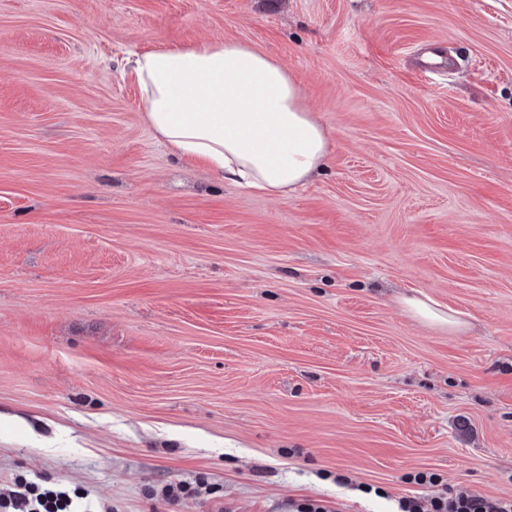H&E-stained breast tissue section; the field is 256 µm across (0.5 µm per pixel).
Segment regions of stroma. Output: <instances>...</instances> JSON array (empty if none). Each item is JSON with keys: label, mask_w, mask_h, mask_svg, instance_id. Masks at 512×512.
I'll return each mask as SVG.
<instances>
[{"label": "stroma", "mask_w": 512, "mask_h": 512, "mask_svg": "<svg viewBox=\"0 0 512 512\" xmlns=\"http://www.w3.org/2000/svg\"><path fill=\"white\" fill-rule=\"evenodd\" d=\"M224 40L328 133L290 197L175 158L123 65ZM20 474L112 512L512 500V0H0V492ZM404 304L407 312L413 318L424 322L451 329L459 328L463 324L459 318L449 315L421 299L406 298L404 299Z\"/></svg>", "instance_id": "1"}]
</instances>
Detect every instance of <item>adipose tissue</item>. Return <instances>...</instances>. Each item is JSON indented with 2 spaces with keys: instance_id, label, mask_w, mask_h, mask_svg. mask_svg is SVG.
Masks as SVG:
<instances>
[{
  "instance_id": "obj_1",
  "label": "adipose tissue",
  "mask_w": 512,
  "mask_h": 512,
  "mask_svg": "<svg viewBox=\"0 0 512 512\" xmlns=\"http://www.w3.org/2000/svg\"><path fill=\"white\" fill-rule=\"evenodd\" d=\"M146 119L177 158L221 180L287 197L323 169L328 137L291 76L236 41L137 54Z\"/></svg>"
}]
</instances>
